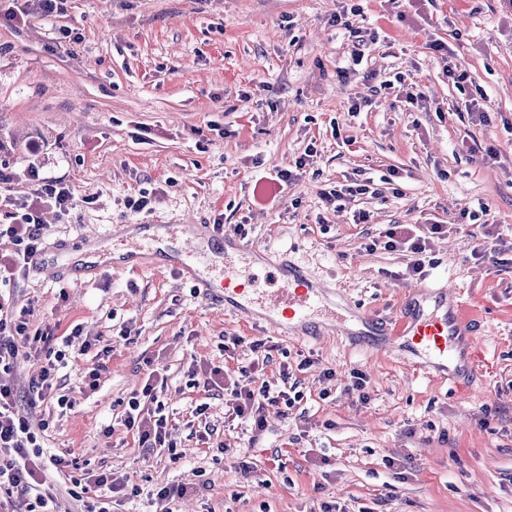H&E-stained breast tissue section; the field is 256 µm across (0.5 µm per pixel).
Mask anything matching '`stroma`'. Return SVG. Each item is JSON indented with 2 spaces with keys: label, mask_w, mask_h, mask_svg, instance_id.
Segmentation results:
<instances>
[{
  "label": "stroma",
  "mask_w": 512,
  "mask_h": 512,
  "mask_svg": "<svg viewBox=\"0 0 512 512\" xmlns=\"http://www.w3.org/2000/svg\"><path fill=\"white\" fill-rule=\"evenodd\" d=\"M361 8L372 36L367 67L338 82L348 30L332 18ZM25 0H0V192L22 199L41 177L75 190L66 212L46 210L42 250L11 285L31 327H81L59 373L75 406L47 432L50 451L111 475L135 491L134 512H153L157 491L191 488L180 512H512V12L503 0H414L404 17L386 0H65L62 13L6 20ZM447 40L475 85L449 82L429 48ZM382 80L366 79L367 70ZM426 102L404 104L410 87ZM488 95L490 123L465 109ZM363 107L348 116L352 101ZM495 146L483 161L471 144ZM305 160L299 181L276 201L259 182ZM393 179L398 194L359 195L341 209L320 189ZM149 194L144 210L129 200ZM485 204L498 256L473 255L477 230L464 208ZM369 212L357 224L353 212ZM447 225L427 253L423 277L406 253L376 246L392 224ZM160 224H240L245 241L307 269L346 311L397 317L413 290L456 286L476 328L475 373L452 384L414 370L397 354L335 329L296 340L204 300L150 244ZM141 236H131V229ZM107 259L84 261L88 240ZM244 337L234 356L224 339ZM268 347L269 380L281 364L303 395L287 418L270 415L260 441L224 421L230 393L187 384L193 362L235 368ZM110 349L96 388L80 348ZM310 359L299 369L302 359ZM168 377L175 415L170 448H142L120 426L142 388L146 360ZM366 380L367 401L347 386ZM208 403L213 429L202 444L188 422ZM227 453H220V446Z\"/></svg>",
  "instance_id": "obj_1"
}]
</instances>
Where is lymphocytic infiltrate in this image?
I'll return each mask as SVG.
<instances>
[{"instance_id": "1", "label": "lymphocytic infiltrate", "mask_w": 512, "mask_h": 512, "mask_svg": "<svg viewBox=\"0 0 512 512\" xmlns=\"http://www.w3.org/2000/svg\"><path fill=\"white\" fill-rule=\"evenodd\" d=\"M28 175L37 183L33 197H0V238L8 237L17 246L13 255L0 258V289L10 286L40 252L47 229L41 217L42 207L49 204L64 211L74 200L68 185L41 178L38 167H30ZM442 230L439 224H395L386 233L384 247L410 254L408 269L419 274L424 269L422 256L432 235ZM30 314V309L16 308L0 296V374L16 371L24 359L40 365L38 376L30 380L27 389L0 381V512H61L51 474L69 478V495L78 502L83 501L90 486L106 485L108 477L103 472L75 477L74 471L79 467L76 459L50 452L44 445L42 434L48 430L49 422L34 419L32 410L47 400L55 401L63 410L71 408V400L59 393L58 374L68 366L67 349L80 331L75 328L70 335L60 336L51 327L30 330ZM250 347L252 359L239 363L236 374L207 365L193 367L190 374L194 387L204 391L232 389L236 401L228 417L241 420L256 440L266 429L269 410L289 415L302 396L289 387L287 369H280L279 382L266 380L268 358L263 340H252ZM44 349L49 352L45 358L40 355ZM239 376L249 379V386L236 387ZM167 387L166 378L149 373L142 390L127 402L122 423L137 435L143 447L165 445L172 425L163 402Z\"/></svg>"}]
</instances>
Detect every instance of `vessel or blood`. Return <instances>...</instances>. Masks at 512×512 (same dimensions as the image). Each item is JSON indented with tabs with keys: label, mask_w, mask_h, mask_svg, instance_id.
Wrapping results in <instances>:
<instances>
[{
	"label": "vessel or blood",
	"mask_w": 512,
	"mask_h": 512,
	"mask_svg": "<svg viewBox=\"0 0 512 512\" xmlns=\"http://www.w3.org/2000/svg\"><path fill=\"white\" fill-rule=\"evenodd\" d=\"M191 259L179 263L206 298L220 296L248 317L261 320L284 333L296 334L311 327L347 328L371 337L380 349H398L426 373L451 382L471 373L469 350L474 334L463 317L465 300L460 289L425 286L416 293L411 312L392 323L382 317L348 318L329 304L320 285L298 264L267 261L268 288H248L236 256L254 257V249L237 235L200 228L190 243Z\"/></svg>",
	"instance_id": "vessel-or-blood-1"
}]
</instances>
